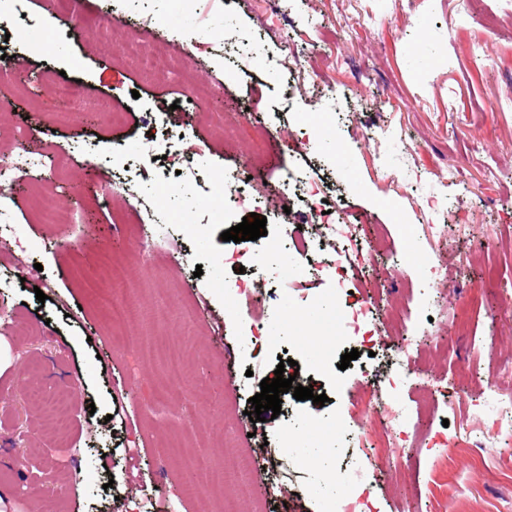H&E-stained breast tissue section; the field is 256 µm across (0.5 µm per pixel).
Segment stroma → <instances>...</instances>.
<instances>
[{"mask_svg": "<svg viewBox=\"0 0 512 512\" xmlns=\"http://www.w3.org/2000/svg\"><path fill=\"white\" fill-rule=\"evenodd\" d=\"M498 0H0L13 21L0 30V154L26 157L0 189V336L12 363L0 370V498L5 512H30V482L43 512H197L186 486L223 494L230 446L250 455L258 480L254 512H333L355 490L372 512H512V421L490 419L495 395L512 393V18ZM42 25L43 47L27 24ZM257 37L263 60L229 72L224 38ZM174 54L144 77L127 58ZM484 44L487 67L472 52ZM288 55L319 83L345 93L332 144L295 119L326 112L310 96L287 110L269 61ZM76 82L60 98L55 83ZM125 122H105L108 112ZM243 119L225 139L210 114ZM308 139L313 151L293 153ZM138 140L136 159L113 158ZM201 148L193 163L182 153ZM497 170L486 176L487 166ZM277 183L293 171L317 182L353 225L360 293L375 297L378 331L341 368L344 347L326 356L300 349L290 312L336 304L333 280L308 276L301 292L285 268L307 267L284 251L245 270L226 263L261 241H223L250 213L280 232L285 197L232 205L209 195L206 171ZM193 171V193L163 199L160 184ZM63 213L47 223L45 211ZM195 221L171 226V215ZM442 225L434 233L433 225ZM446 268L431 283L413 263L387 265L388 247ZM43 267L30 275L34 264ZM264 282L260 315L231 311L222 282ZM45 301H38L37 293ZM133 311L113 319L112 298ZM266 336L261 350L245 333ZM426 360L428 382L411 378L392 399L415 413L409 458L391 455L381 428L365 448L347 430L358 406L384 388L406 347ZM285 373L326 394L317 405L286 395L281 413L249 420L251 397ZM184 374H174L173 359ZM67 421H60V412ZM338 420L333 442L315 420ZM300 431L290 435L289 424ZM208 470L194 466L198 457ZM27 460V472L9 465Z\"/></svg>", "mask_w": 512, "mask_h": 512, "instance_id": "obj_1", "label": "stroma"}]
</instances>
